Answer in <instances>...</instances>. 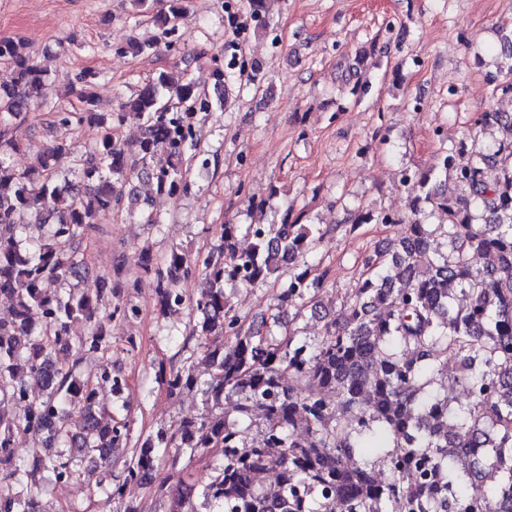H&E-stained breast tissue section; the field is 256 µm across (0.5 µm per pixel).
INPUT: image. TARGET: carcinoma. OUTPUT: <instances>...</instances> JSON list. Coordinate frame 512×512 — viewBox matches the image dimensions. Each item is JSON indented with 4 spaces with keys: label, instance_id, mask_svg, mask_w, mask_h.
<instances>
[{
    "label": "carcinoma",
    "instance_id": "1",
    "mask_svg": "<svg viewBox=\"0 0 512 512\" xmlns=\"http://www.w3.org/2000/svg\"><path fill=\"white\" fill-rule=\"evenodd\" d=\"M153 14L157 33L133 46L150 55L171 37L189 13V0H165L156 11L151 0H133ZM259 33L271 31L267 0H246ZM504 80L494 90L512 98V40L505 53ZM0 63L13 81L0 86V295L12 313L0 320V405L16 401L32 382L47 392L21 414L0 409V448L20 434L39 438L47 450L38 468L58 485L84 468H102L105 492L123 500L124 486L160 466L165 476L156 493L170 498L169 512H512V113L497 109L477 114L471 131L426 170H405L401 183L415 192L410 212L393 220L386 212L357 210L351 225L406 224L407 235L365 259L367 273L347 297L343 311L310 337L284 320L289 308L299 317L316 299L323 278L307 261L323 230L301 217L280 224H222L219 244L204 256L181 249L148 253L143 270L156 281L163 311L191 306L193 335L204 349L209 377L199 380L184 364L161 375L170 392L195 391L204 412L169 432L149 434L112 475L110 449L128 442L130 425L99 410L96 388L118 391L124 378L103 367L76 373L87 353L105 355L112 340L108 318L136 316L128 303L112 304V279L90 277L83 241L108 217L138 215L141 224L159 219L141 198L145 179L160 194L188 192L191 166H209L197 152L195 112H167L173 99L199 102V85L185 72H162L118 109L96 112L91 75L77 77L80 106L54 115L69 128L93 122L102 129L95 143L77 147L62 136L24 169L10 162L18 148L15 126L27 121L32 106L47 100V73L22 43L0 39ZM235 55L215 61L210 78L224 105L228 71ZM141 120L142 135L130 145L118 135L129 115ZM158 155L163 166L153 165ZM70 162L72 182L60 179L59 163ZM496 171V178L487 173ZM29 213L43 229L33 248L20 236L21 215ZM442 217L437 224L428 220ZM252 239L237 246L239 232ZM443 239L446 250L433 243ZM486 264L474 266L475 257ZM198 272L201 288L188 300L181 278ZM269 280L280 288L278 303L263 332L245 326L228 306L224 285L253 286ZM467 303H457L458 296ZM86 333L74 340L73 322ZM222 336L217 347L210 337ZM75 352L70 363L58 356ZM305 380L293 389L288 379ZM465 400L448 402V385ZM235 400L234 413L224 402ZM81 414L79 427L71 416ZM261 420V440H246L245 429ZM219 448L210 481L198 490L181 462L204 459ZM480 449L481 460L458 452ZM275 472L278 496L263 479ZM389 478L383 479V472ZM35 469L0 453V512H35L42 488ZM479 479L487 489L478 499L468 491Z\"/></svg>",
    "mask_w": 512,
    "mask_h": 512
}]
</instances>
